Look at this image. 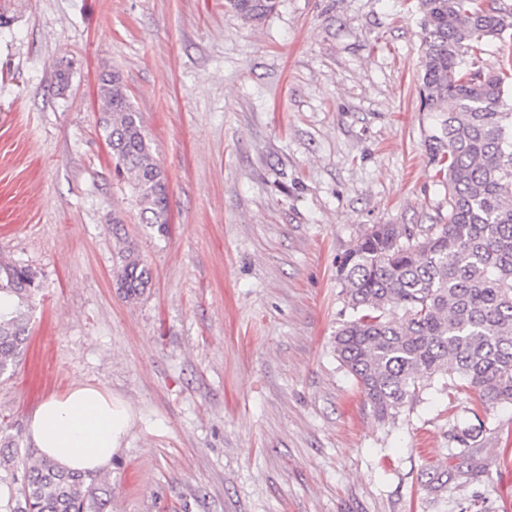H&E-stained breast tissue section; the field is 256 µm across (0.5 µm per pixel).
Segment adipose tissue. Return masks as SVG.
<instances>
[{
  "instance_id": "obj_1",
  "label": "adipose tissue",
  "mask_w": 512,
  "mask_h": 512,
  "mask_svg": "<svg viewBox=\"0 0 512 512\" xmlns=\"http://www.w3.org/2000/svg\"><path fill=\"white\" fill-rule=\"evenodd\" d=\"M132 424L122 403L104 390L74 384L34 411L29 433L36 448L71 470L107 469Z\"/></svg>"
}]
</instances>
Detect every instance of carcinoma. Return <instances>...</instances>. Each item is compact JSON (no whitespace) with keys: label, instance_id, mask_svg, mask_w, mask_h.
I'll return each instance as SVG.
<instances>
[{"label":"carcinoma","instance_id":"obj_1","mask_svg":"<svg viewBox=\"0 0 512 512\" xmlns=\"http://www.w3.org/2000/svg\"><path fill=\"white\" fill-rule=\"evenodd\" d=\"M421 2L419 93L439 113L433 150L448 190V223L421 230L373 224L337 268L352 315L336 331L334 349L379 421L395 417L438 374L466 380L475 416L512 404V15L497 0ZM276 4L225 0L249 21ZM486 42L498 44L495 71L470 60ZM97 124L143 219L164 228L166 179L118 71L102 79ZM119 244L117 285L136 300L152 273L133 242ZM40 293L28 266L0 259V378L25 350ZM23 468L12 512H108V489L85 474L45 456Z\"/></svg>","mask_w":512,"mask_h":512}]
</instances>
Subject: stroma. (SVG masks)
<instances>
[{
  "label": "stroma",
  "instance_id": "1",
  "mask_svg": "<svg viewBox=\"0 0 512 512\" xmlns=\"http://www.w3.org/2000/svg\"><path fill=\"white\" fill-rule=\"evenodd\" d=\"M422 17L420 0H277L257 22L224 0H0V257L42 284L0 443L38 455L34 411L82 381L133 417L95 474L111 512H512V405L472 414L465 381L437 379L381 422L333 348L336 266L365 229L448 221ZM115 69L168 179L162 232L96 125ZM124 237L153 272L136 301Z\"/></svg>",
  "mask_w": 512,
  "mask_h": 512
}]
</instances>
